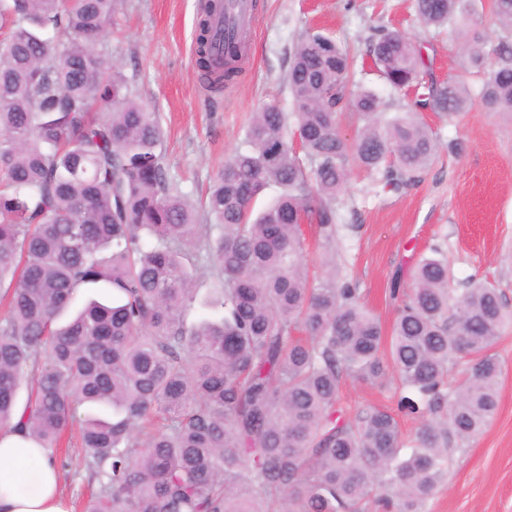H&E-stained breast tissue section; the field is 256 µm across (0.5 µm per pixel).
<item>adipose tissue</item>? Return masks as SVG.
<instances>
[{
	"instance_id": "obj_1",
	"label": "adipose tissue",
	"mask_w": 512,
	"mask_h": 512,
	"mask_svg": "<svg viewBox=\"0 0 512 512\" xmlns=\"http://www.w3.org/2000/svg\"><path fill=\"white\" fill-rule=\"evenodd\" d=\"M0 512H69L44 449L7 430L0 431Z\"/></svg>"
}]
</instances>
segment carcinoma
Here are the masks:
<instances>
[{
    "instance_id": "1",
    "label": "carcinoma",
    "mask_w": 512,
    "mask_h": 512,
    "mask_svg": "<svg viewBox=\"0 0 512 512\" xmlns=\"http://www.w3.org/2000/svg\"><path fill=\"white\" fill-rule=\"evenodd\" d=\"M119 0H0V430L57 459L81 406L84 465L99 489L85 512H424L452 441L498 407L495 348L512 323L497 288L453 295L439 249L413 265L390 330L336 265L337 204L352 170L399 191L443 148L418 112L455 117L461 85L420 80L413 39L378 27L371 61L411 109L349 91L353 63L308 31L293 52L294 111L267 105L217 170L201 206L168 174L158 114L98 50ZM205 0L195 55L207 88L242 73L214 51ZM450 27L490 112H512V39L489 41L474 0H410ZM512 31V0H492ZM362 125L348 139L338 110ZM299 139L305 158L296 154ZM278 197L259 212L265 188ZM324 244L310 274L303 226ZM201 307L210 318L190 321ZM394 386L420 426L404 437L376 406L350 415L347 380ZM29 390L24 403L18 397Z\"/></svg>"
}]
</instances>
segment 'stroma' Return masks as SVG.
<instances>
[{
	"instance_id": "obj_1",
	"label": "stroma",
	"mask_w": 512,
	"mask_h": 512,
	"mask_svg": "<svg viewBox=\"0 0 512 512\" xmlns=\"http://www.w3.org/2000/svg\"><path fill=\"white\" fill-rule=\"evenodd\" d=\"M256 2L243 74L219 94L207 91L195 63L200 0H120L116 26L99 44L120 64L136 96L158 112L164 162L192 199L204 194L240 145L255 112L268 104L291 111L288 69L307 30L330 35L355 57L357 85L373 88L384 111H408L411 98L392 90L373 69L369 38L378 26L409 33L433 78L474 93L480 88L454 36L421 26L408 0ZM421 118L441 142H461L462 151H441L418 183L398 192L376 184L369 171L354 169L338 203L336 264L387 326L396 315L394 281L435 246L448 257L453 293L486 281L512 309V115L487 111L477 100L452 121L433 112ZM496 352L503 369L498 411L481 434L463 443L427 512H512V327ZM341 405L348 412L365 405L392 409L396 400L388 388L349 380L341 387ZM58 456L66 462L59 470L60 491L70 512H82L95 490L84 450L75 443Z\"/></svg>"
}]
</instances>
